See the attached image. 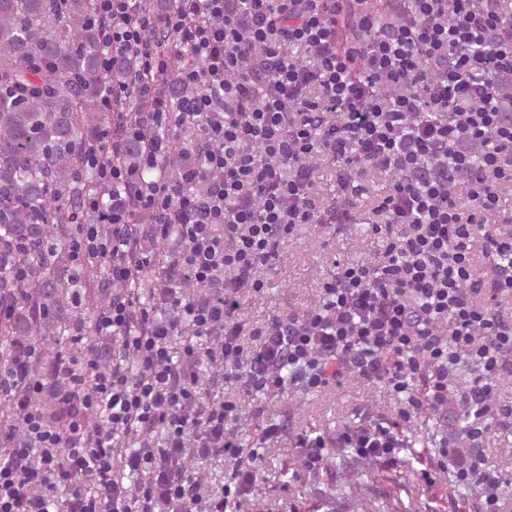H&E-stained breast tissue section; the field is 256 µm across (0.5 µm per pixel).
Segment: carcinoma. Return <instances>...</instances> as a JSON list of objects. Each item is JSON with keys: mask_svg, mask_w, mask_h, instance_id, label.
I'll use <instances>...</instances> for the list:
<instances>
[{"mask_svg": "<svg viewBox=\"0 0 512 512\" xmlns=\"http://www.w3.org/2000/svg\"><path fill=\"white\" fill-rule=\"evenodd\" d=\"M96 0H0V374L23 373L43 383L35 401L45 420L62 435L86 416L89 430L102 421L85 414L56 374L71 353L63 342L77 322L90 323L112 298L130 288L152 295L150 279H112L111 260L98 255L81 262L71 246L84 226L112 236L107 211L112 187L84 167L85 149L120 141L117 153L99 162L137 168L144 142L124 134L132 120L129 101L99 110L109 88L139 67L129 52L106 71L101 65L102 30ZM95 196L99 207L84 201ZM110 336L90 335L84 344L100 366L112 365ZM29 403L22 389L0 397V427L18 426Z\"/></svg>", "mask_w": 512, "mask_h": 512, "instance_id": "obj_1", "label": "carcinoma"}]
</instances>
